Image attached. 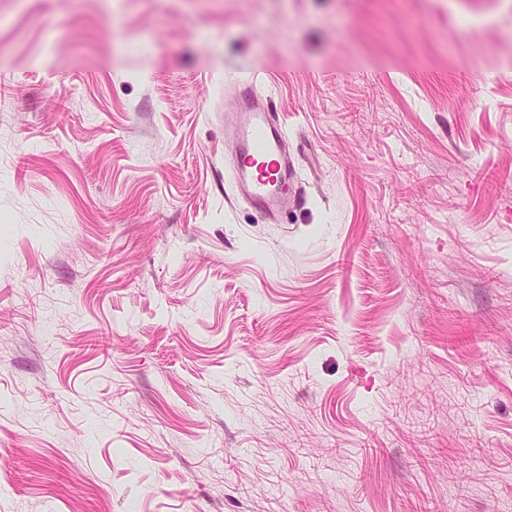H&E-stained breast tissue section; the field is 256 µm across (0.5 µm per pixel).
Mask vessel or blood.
Returning a JSON list of instances; mask_svg holds the SVG:
<instances>
[{"instance_id": "b4317fda", "label": "vessel or blood", "mask_w": 512, "mask_h": 512, "mask_svg": "<svg viewBox=\"0 0 512 512\" xmlns=\"http://www.w3.org/2000/svg\"><path fill=\"white\" fill-rule=\"evenodd\" d=\"M259 77L239 80L247 109L236 128L235 179L240 194L274 209L297 196L292 162L281 147L282 127L256 89Z\"/></svg>"}]
</instances>
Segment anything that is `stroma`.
Instances as JSON below:
<instances>
[{"label":"stroma","mask_w":512,"mask_h":512,"mask_svg":"<svg viewBox=\"0 0 512 512\" xmlns=\"http://www.w3.org/2000/svg\"><path fill=\"white\" fill-rule=\"evenodd\" d=\"M0 512H512V0H0ZM258 76L238 81L248 105L236 128L235 179L240 194L265 209L288 204L297 196L292 162L282 151V127L256 93Z\"/></svg>","instance_id":"35a3bbf8"}]
</instances>
